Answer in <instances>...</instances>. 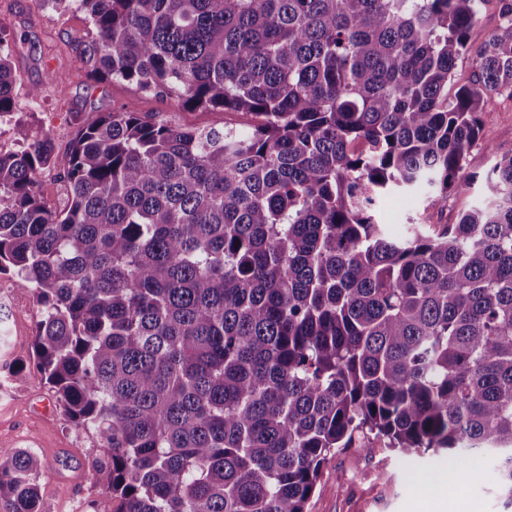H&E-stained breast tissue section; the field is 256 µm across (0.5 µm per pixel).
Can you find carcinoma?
I'll return each mask as SVG.
<instances>
[{
	"instance_id": "cac0c4a2",
	"label": "carcinoma",
	"mask_w": 512,
	"mask_h": 512,
	"mask_svg": "<svg viewBox=\"0 0 512 512\" xmlns=\"http://www.w3.org/2000/svg\"><path fill=\"white\" fill-rule=\"evenodd\" d=\"M96 81L243 112L198 128L123 106L83 125L51 209L49 134L0 152V274L36 287L33 359L101 448L94 512H307L336 453L479 454L512 512V153L455 224L377 220L471 187L512 99V0H76ZM0 26V115L14 111ZM474 78L448 95L458 62ZM42 462L0 448L40 512ZM499 23L498 12L493 4L486 5L472 28L471 42L474 48L483 44ZM482 141L469 153L466 171L476 179L468 192L456 194L448 191V200L435 207H429L420 197L409 198L400 194L384 197L378 207L377 218L381 224H388L393 234H401L409 218L423 214L427 224H455L458 214L473 206L482 204L487 196L486 175L497 154L512 152V102L495 99L482 115Z\"/></svg>"
}]
</instances>
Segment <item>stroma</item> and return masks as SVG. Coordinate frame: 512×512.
I'll return each instance as SVG.
<instances>
[{
    "label": "stroma",
    "mask_w": 512,
    "mask_h": 512,
    "mask_svg": "<svg viewBox=\"0 0 512 512\" xmlns=\"http://www.w3.org/2000/svg\"><path fill=\"white\" fill-rule=\"evenodd\" d=\"M0 26L25 36L11 56L18 76L15 119L0 128L2 147L46 132L54 140L58 163H65L75 130L122 105L195 127L226 123L244 128L250 122L241 113L186 111L169 96L145 97L121 83L88 80L74 65L75 47L91 30L86 14L77 6L56 11L38 8L35 0H0ZM51 71L65 77L63 94L49 91L38 104H31L29 87L44 83ZM482 124V139L466 160L467 172L475 177L468 192L449 193L447 202L433 207L418 197L386 196L378 207L379 223L398 235L410 218L421 215L432 224H453L461 211L482 204L488 196L486 175L495 156L512 152V102H490ZM4 302L11 308L0 313V367L17 362L21 369L0 383V445L29 448L42 458L41 512H93L94 502L108 492V477L95 465L100 454L96 440L67 420L31 361L38 315L31 292L17 290L12 278L0 275V304ZM445 473L427 455L405 464L387 450L367 456L352 448L329 460L307 510L440 512L447 489L439 479Z\"/></svg>",
    "instance_id": "obj_1"
}]
</instances>
